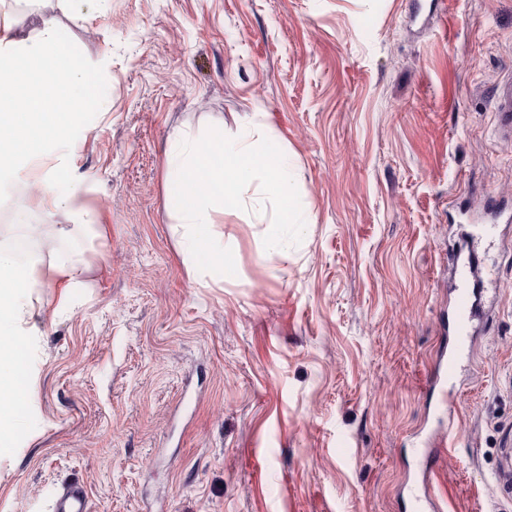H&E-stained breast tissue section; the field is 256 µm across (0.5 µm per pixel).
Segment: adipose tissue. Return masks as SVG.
<instances>
[{"instance_id": "1", "label": "adipose tissue", "mask_w": 512, "mask_h": 512, "mask_svg": "<svg viewBox=\"0 0 512 512\" xmlns=\"http://www.w3.org/2000/svg\"><path fill=\"white\" fill-rule=\"evenodd\" d=\"M59 33L60 24L51 14L24 39L16 38L13 19L0 18V187L45 148L75 145L72 129L84 105L61 93L88 86L93 78L73 65L55 71L62 59ZM29 235L30 225L22 219L8 241L0 240V418L16 409L22 397L15 323L35 266Z\"/></svg>"}]
</instances>
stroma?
<instances>
[{"label":"stroma","instance_id":"stroma-1","mask_svg":"<svg viewBox=\"0 0 512 512\" xmlns=\"http://www.w3.org/2000/svg\"><path fill=\"white\" fill-rule=\"evenodd\" d=\"M53 10L96 101L67 161L49 153L0 195L33 238L16 325L24 406L0 423V512H51L78 480L90 512H512V142L494 90L512 73V0H0L33 35ZM277 144L301 242L213 213L235 275L199 271L173 200L175 135L208 126ZM64 167L88 213L62 292L42 196ZM481 234L493 308L447 403L430 388L448 334L449 255ZM455 447L423 462V440Z\"/></svg>","mask_w":512,"mask_h":512}]
</instances>
